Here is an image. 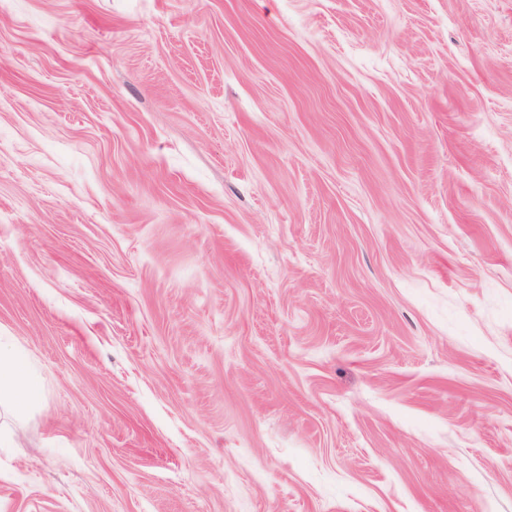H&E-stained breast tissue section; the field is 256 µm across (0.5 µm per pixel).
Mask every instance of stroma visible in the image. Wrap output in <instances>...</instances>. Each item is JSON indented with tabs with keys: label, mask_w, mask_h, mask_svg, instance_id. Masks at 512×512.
Instances as JSON below:
<instances>
[{
	"label": "stroma",
	"mask_w": 512,
	"mask_h": 512,
	"mask_svg": "<svg viewBox=\"0 0 512 512\" xmlns=\"http://www.w3.org/2000/svg\"><path fill=\"white\" fill-rule=\"evenodd\" d=\"M0 512H512V0H0ZM42 397L36 371L7 336H0V411L24 415Z\"/></svg>",
	"instance_id": "1"
}]
</instances>
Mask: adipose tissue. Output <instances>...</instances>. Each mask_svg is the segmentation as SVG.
I'll return each mask as SVG.
<instances>
[{"mask_svg": "<svg viewBox=\"0 0 512 512\" xmlns=\"http://www.w3.org/2000/svg\"><path fill=\"white\" fill-rule=\"evenodd\" d=\"M41 397L37 374L27 356L9 337L0 336V411L22 416Z\"/></svg>", "mask_w": 512, "mask_h": 512, "instance_id": "1", "label": "adipose tissue"}]
</instances>
